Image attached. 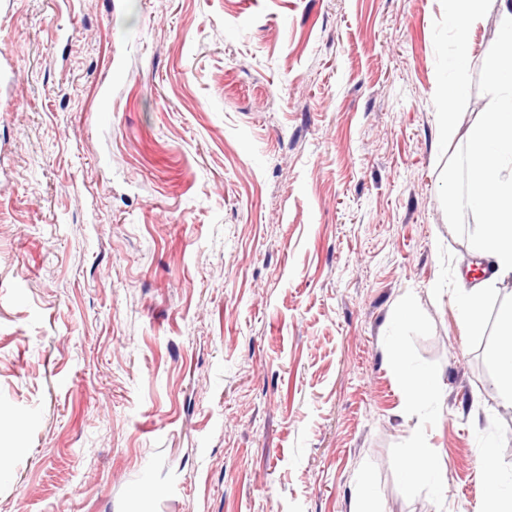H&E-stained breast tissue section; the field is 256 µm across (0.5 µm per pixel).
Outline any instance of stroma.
Wrapping results in <instances>:
<instances>
[{"label":"stroma","instance_id":"obj_1","mask_svg":"<svg viewBox=\"0 0 512 512\" xmlns=\"http://www.w3.org/2000/svg\"><path fill=\"white\" fill-rule=\"evenodd\" d=\"M440 0H0V512H486L512 404L438 190ZM412 306L417 321L394 331ZM433 372L408 417L389 349ZM443 489L400 479L410 448Z\"/></svg>","mask_w":512,"mask_h":512}]
</instances>
